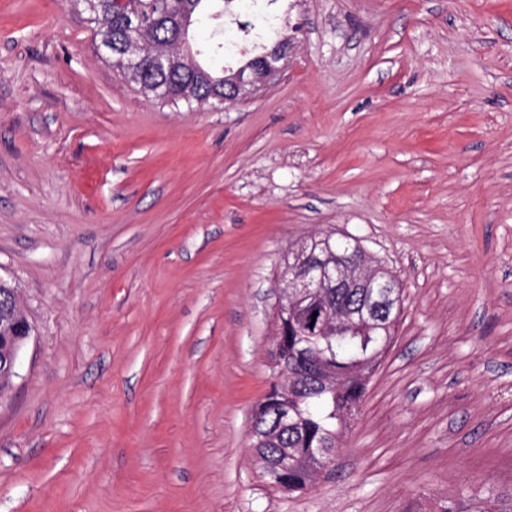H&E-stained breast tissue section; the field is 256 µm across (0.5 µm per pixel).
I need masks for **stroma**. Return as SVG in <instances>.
<instances>
[{"label": "stroma", "mask_w": 512, "mask_h": 512, "mask_svg": "<svg viewBox=\"0 0 512 512\" xmlns=\"http://www.w3.org/2000/svg\"><path fill=\"white\" fill-rule=\"evenodd\" d=\"M259 0L292 45L216 108L146 98L70 0H0V278L35 332L0 403V512H435L512 493V0ZM359 241L403 285L332 471L262 478L289 247Z\"/></svg>", "instance_id": "1"}]
</instances>
